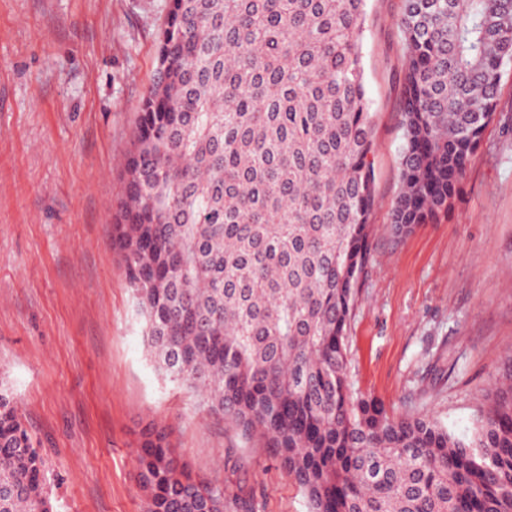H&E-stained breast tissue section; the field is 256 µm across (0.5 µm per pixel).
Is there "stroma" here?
Listing matches in <instances>:
<instances>
[{
  "mask_svg": "<svg viewBox=\"0 0 512 512\" xmlns=\"http://www.w3.org/2000/svg\"><path fill=\"white\" fill-rule=\"evenodd\" d=\"M167 2L0 0V378L43 458L54 512H147L136 452L151 421L226 497L308 512L269 448L157 371L112 248L120 165ZM402 9L366 2L376 204L348 371L389 414H431L467 442L512 355V70L448 214L393 236Z\"/></svg>",
  "mask_w": 512,
  "mask_h": 512,
  "instance_id": "stroma-1",
  "label": "stroma"
}]
</instances>
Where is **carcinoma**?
<instances>
[{
    "instance_id": "carcinoma-1",
    "label": "carcinoma",
    "mask_w": 512,
    "mask_h": 512,
    "mask_svg": "<svg viewBox=\"0 0 512 512\" xmlns=\"http://www.w3.org/2000/svg\"><path fill=\"white\" fill-rule=\"evenodd\" d=\"M366 0H168L113 246L158 368L274 450L309 512H512V368L472 441L353 389L369 260ZM394 234L448 214L512 63V0H404ZM148 512H253L148 428ZM0 512H54L0 382Z\"/></svg>"
}]
</instances>
